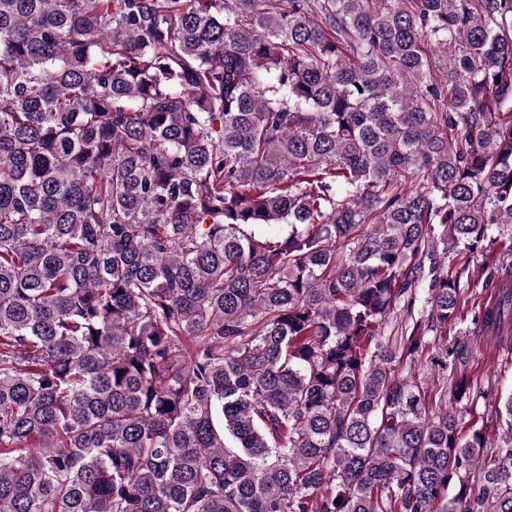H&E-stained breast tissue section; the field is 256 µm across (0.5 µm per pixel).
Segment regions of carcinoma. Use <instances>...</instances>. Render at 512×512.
<instances>
[{
	"label": "carcinoma",
	"mask_w": 512,
	"mask_h": 512,
	"mask_svg": "<svg viewBox=\"0 0 512 512\" xmlns=\"http://www.w3.org/2000/svg\"><path fill=\"white\" fill-rule=\"evenodd\" d=\"M450 246L512 353V0H0V512H512ZM449 258L447 259V265L450 260V265H455L456 268H459L460 265L468 264L470 266V274H471V280L473 282V286L471 285V288L469 289L468 293H466L462 299L461 303L464 307V318L467 319L464 324L454 326H448V331L444 333V340L448 339V344H452L455 340V338H458V333L461 328H465L466 326H469L473 310H475V307L477 306L478 302H482L483 299H487V295L485 292V289L482 288L483 280L481 279V258H468V255L465 254L463 250L454 249L450 250V253H448Z\"/></svg>",
	"instance_id": "cac0c4a2"
}]
</instances>
